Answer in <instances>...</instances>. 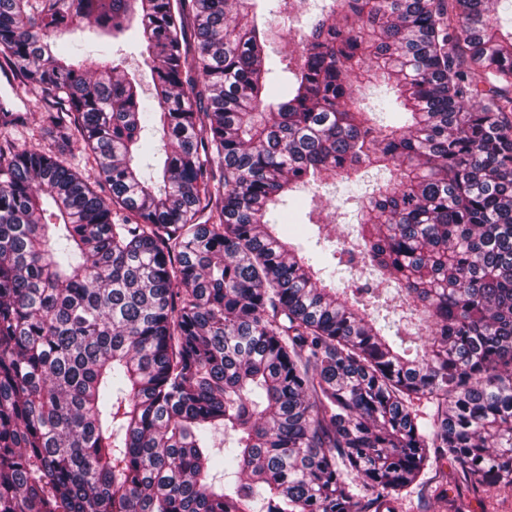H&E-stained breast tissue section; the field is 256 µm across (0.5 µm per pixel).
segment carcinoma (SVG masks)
I'll list each match as a JSON object with an SVG mask.
<instances>
[{"mask_svg":"<svg viewBox=\"0 0 512 512\" xmlns=\"http://www.w3.org/2000/svg\"><path fill=\"white\" fill-rule=\"evenodd\" d=\"M499 2L339 0L274 55L291 0H0V62L63 144L0 112V512H395L426 473L448 502V460L512 494ZM370 168L389 183L355 192ZM336 178L357 234L314 206L310 250L273 215ZM354 253L398 320L344 284ZM11 80L13 82L14 87L29 100L30 106L28 109L24 108L23 105L19 102L18 106H13L14 112H22L25 114V127H18L12 130V136L18 139L19 143H36L37 141L31 139L30 129H34V131L38 130L41 124V116L44 111V104L38 94L32 90L30 86H25L21 84L18 80H16L11 75Z\"/></svg>","mask_w":512,"mask_h":512,"instance_id":"obj_1","label":"carcinoma"}]
</instances>
